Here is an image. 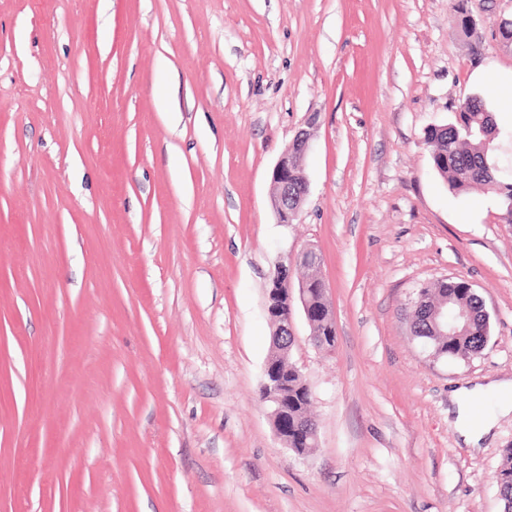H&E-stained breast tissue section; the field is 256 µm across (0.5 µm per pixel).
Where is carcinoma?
<instances>
[{
	"instance_id": "obj_1",
	"label": "carcinoma",
	"mask_w": 512,
	"mask_h": 512,
	"mask_svg": "<svg viewBox=\"0 0 512 512\" xmlns=\"http://www.w3.org/2000/svg\"><path fill=\"white\" fill-rule=\"evenodd\" d=\"M501 136L483 99L473 97L448 123L428 128L425 143L434 169L445 179L451 192L461 194L474 185L484 186L498 197L512 224V175H507L506 166L497 161ZM308 303L311 331L317 336L329 335L332 323L320 286L315 284L309 289ZM442 304L448 306V312L458 315L456 328L448 335H441L427 321V315L416 308L411 320L413 336L437 356L448 360L479 355L487 343L490 322L474 285L458 277L438 281L433 296L427 298L424 306L430 310ZM288 365L293 367L288 378V401L292 402L299 391L309 390L311 386L302 370H294L296 364L290 361ZM495 482L503 512H512V448L503 450Z\"/></svg>"
}]
</instances>
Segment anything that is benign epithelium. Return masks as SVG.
I'll list each match as a JSON object with an SVG mask.
<instances>
[{"mask_svg": "<svg viewBox=\"0 0 512 512\" xmlns=\"http://www.w3.org/2000/svg\"><path fill=\"white\" fill-rule=\"evenodd\" d=\"M312 135L306 128L297 131L291 145L280 155L275 164L271 181L274 189L273 207L277 223L291 224L298 217L303 200L307 195L308 182L302 164L310 148ZM309 260L316 279L323 280L319 254L312 248L292 250L283 255L276 265L269 288L266 289V311L275 324L273 349L282 357L290 356L295 341L293 312L295 307L307 311L306 288L304 284L293 287L292 274L301 259ZM288 376L281 371L278 363L267 361L261 384L262 402L269 410V417L278 438L288 444Z\"/></svg>", "mask_w": 512, "mask_h": 512, "instance_id": "1", "label": "benign epithelium"}]
</instances>
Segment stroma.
Returning <instances> with one entry per match:
<instances>
[{
    "label": "stroma",
    "instance_id": "35a3bbf8",
    "mask_svg": "<svg viewBox=\"0 0 512 512\" xmlns=\"http://www.w3.org/2000/svg\"><path fill=\"white\" fill-rule=\"evenodd\" d=\"M505 19L512 0H0V512H502L512 413L473 448L451 393L512 381V224L449 191L425 133L474 95L512 127ZM310 118L280 224L271 173ZM307 245L336 344L295 310L300 456L259 389L266 288ZM447 277L491 316L478 357L411 333ZM495 482L503 502V512H512V448L503 450Z\"/></svg>",
    "mask_w": 512,
    "mask_h": 512
}]
</instances>
